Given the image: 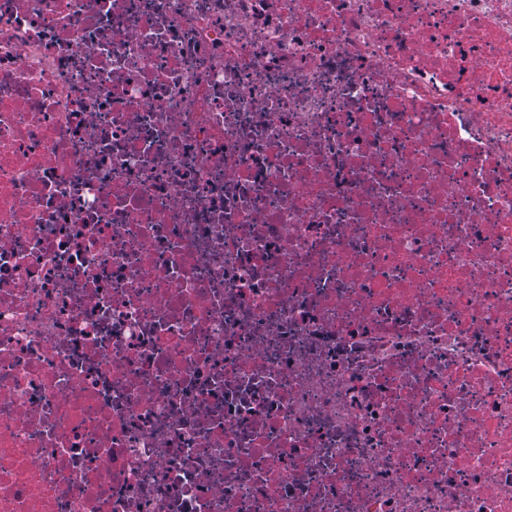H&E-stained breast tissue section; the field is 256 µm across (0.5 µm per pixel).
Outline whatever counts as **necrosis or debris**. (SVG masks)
<instances>
[{
  "label": "necrosis or debris",
  "mask_w": 512,
  "mask_h": 512,
  "mask_svg": "<svg viewBox=\"0 0 512 512\" xmlns=\"http://www.w3.org/2000/svg\"><path fill=\"white\" fill-rule=\"evenodd\" d=\"M0 512H512V0H0Z\"/></svg>",
  "instance_id": "4bbe7bcc"
}]
</instances>
